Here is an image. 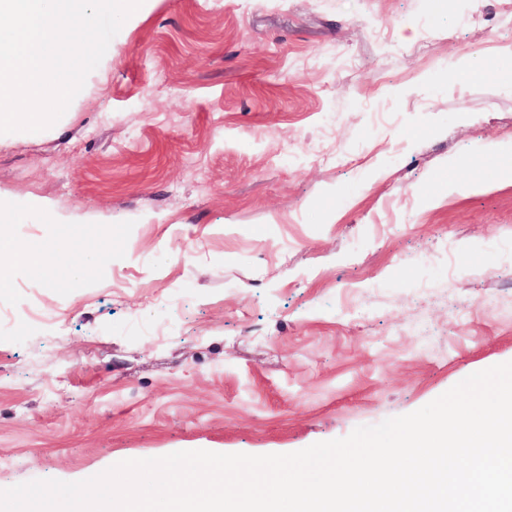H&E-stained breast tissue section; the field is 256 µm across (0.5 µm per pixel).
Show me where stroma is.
Listing matches in <instances>:
<instances>
[{
	"mask_svg": "<svg viewBox=\"0 0 512 512\" xmlns=\"http://www.w3.org/2000/svg\"><path fill=\"white\" fill-rule=\"evenodd\" d=\"M510 139L512 0H151L0 136L8 236L112 229L83 276L7 269L0 489L292 453L512 361ZM486 170L512 183V141L494 142L488 147Z\"/></svg>",
	"mask_w": 512,
	"mask_h": 512,
	"instance_id": "obj_1",
	"label": "stroma"
}]
</instances>
